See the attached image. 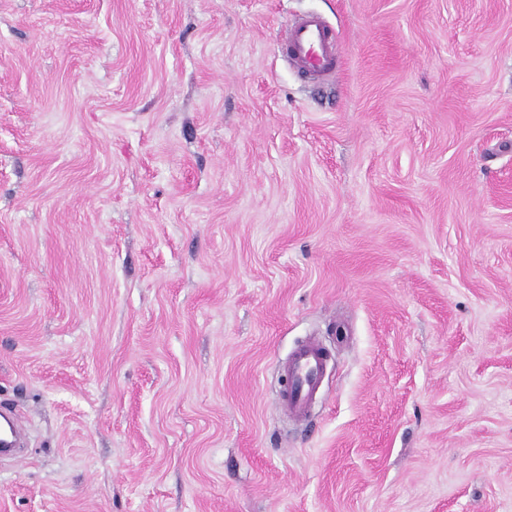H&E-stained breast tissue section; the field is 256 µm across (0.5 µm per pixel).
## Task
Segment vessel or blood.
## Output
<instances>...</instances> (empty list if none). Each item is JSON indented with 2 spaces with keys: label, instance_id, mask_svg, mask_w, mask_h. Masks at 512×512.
<instances>
[{
  "label": "vessel or blood",
  "instance_id": "1",
  "mask_svg": "<svg viewBox=\"0 0 512 512\" xmlns=\"http://www.w3.org/2000/svg\"><path fill=\"white\" fill-rule=\"evenodd\" d=\"M280 48L290 64L311 79L323 80L336 70V42L318 16L306 15L292 24L282 35ZM325 365V350L316 339L304 342L289 355L285 364L288 389L279 405L290 418L308 417Z\"/></svg>",
  "mask_w": 512,
  "mask_h": 512
}]
</instances>
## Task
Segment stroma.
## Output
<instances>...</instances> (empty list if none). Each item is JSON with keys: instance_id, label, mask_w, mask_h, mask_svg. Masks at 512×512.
Masks as SVG:
<instances>
[{"instance_id": "stroma-1", "label": "stroma", "mask_w": 512, "mask_h": 512, "mask_svg": "<svg viewBox=\"0 0 512 512\" xmlns=\"http://www.w3.org/2000/svg\"><path fill=\"white\" fill-rule=\"evenodd\" d=\"M0 406V512H512V0H0ZM285 58L299 72L316 81L336 71V42L325 22L306 15L292 24L280 39ZM325 365V350L318 339L304 342L289 355L284 368L288 375V390L279 405L293 420L309 416Z\"/></svg>"}]
</instances>
